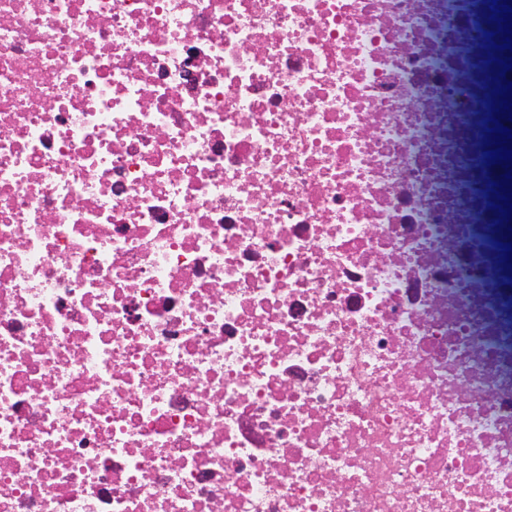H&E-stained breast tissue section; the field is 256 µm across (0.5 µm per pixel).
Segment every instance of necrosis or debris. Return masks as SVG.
I'll list each match as a JSON object with an SVG mask.
<instances>
[{"label":"necrosis or debris","instance_id":"obj_1","mask_svg":"<svg viewBox=\"0 0 512 512\" xmlns=\"http://www.w3.org/2000/svg\"><path fill=\"white\" fill-rule=\"evenodd\" d=\"M491 0H0V512H512Z\"/></svg>","mask_w":512,"mask_h":512}]
</instances>
